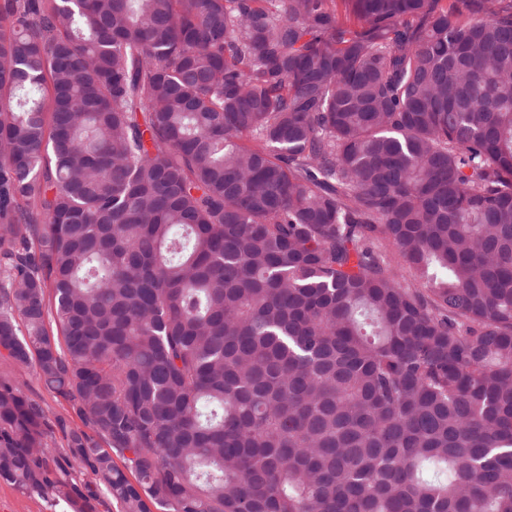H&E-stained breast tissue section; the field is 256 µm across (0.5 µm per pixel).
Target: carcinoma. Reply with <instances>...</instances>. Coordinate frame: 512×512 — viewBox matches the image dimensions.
I'll use <instances>...</instances> for the list:
<instances>
[{"instance_id":"1","label":"carcinoma","mask_w":512,"mask_h":512,"mask_svg":"<svg viewBox=\"0 0 512 512\" xmlns=\"http://www.w3.org/2000/svg\"><path fill=\"white\" fill-rule=\"evenodd\" d=\"M2 349L121 512H512V0H0Z\"/></svg>"}]
</instances>
